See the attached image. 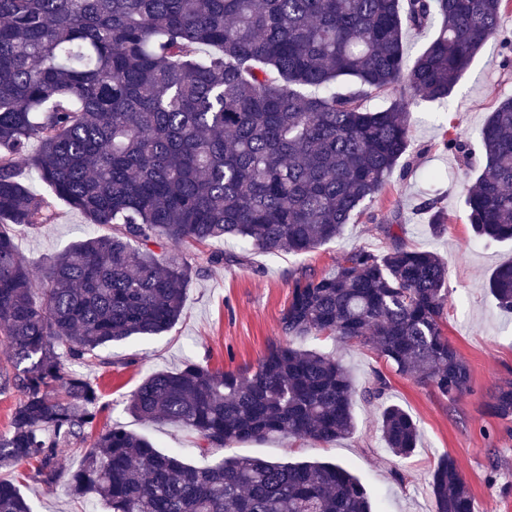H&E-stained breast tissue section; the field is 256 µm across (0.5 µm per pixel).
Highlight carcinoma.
I'll use <instances>...</instances> for the list:
<instances>
[{
    "label": "carcinoma",
    "mask_w": 512,
    "mask_h": 512,
    "mask_svg": "<svg viewBox=\"0 0 512 512\" xmlns=\"http://www.w3.org/2000/svg\"><path fill=\"white\" fill-rule=\"evenodd\" d=\"M506 2L0 0V387L19 395L0 468L33 462L45 488L64 483L107 512H371L337 462L232 456L199 467L120 425L99 430L98 386L71 366L106 367L109 344L176 325L193 273L182 247L233 240L306 253L365 217L388 249L354 248L328 272L296 276L284 340L255 367L190 362L152 373L128 410L188 429L204 455L274 436L348 437L352 378L335 357L299 346L309 336L367 344L450 400L465 392L468 365L444 331L447 265L403 242L399 214L379 219L369 205L409 152L415 97L448 98L491 39L512 66ZM430 26L435 36L409 62L403 29ZM478 144L468 221L476 239L507 242L512 98L490 113ZM443 146L472 156L457 134ZM22 160L48 192L21 182ZM59 201L110 233L69 245L38 285L13 228L55 223ZM417 210L445 230L438 200L423 197ZM488 290L512 311V262L491 273ZM490 410L512 422V382L496 388ZM379 422L386 449L410 457L416 420L383 403ZM77 446L83 462L67 474L61 454ZM431 494L435 512H471L448 454ZM0 512H32L12 480L0 478Z\"/></svg>",
    "instance_id": "1"
}]
</instances>
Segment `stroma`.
<instances>
[{
	"label": "stroma",
	"mask_w": 512,
	"mask_h": 512,
	"mask_svg": "<svg viewBox=\"0 0 512 512\" xmlns=\"http://www.w3.org/2000/svg\"><path fill=\"white\" fill-rule=\"evenodd\" d=\"M502 60L498 41H489L447 101L418 99L412 108L410 169L394 172L372 204L379 215L400 211L406 243L436 252L448 262L444 329L470 368L465 393L448 400L436 389L396 374L366 345L314 336L305 340V347L336 357L353 378L357 394L352 437L328 444L270 437L204 456L194 433L161 421H142L127 411L128 394L151 373L175 371L190 360L213 369L256 366L268 345L282 337L280 318L298 272L327 271L343 253L358 247L385 249L387 240L376 225L362 220L304 254L246 252L232 241L185 249L196 272L186 285L178 323L156 336L113 344L111 365L94 374L101 393L99 425H121L144 435L159 450L178 452L197 466L217 464L226 456L338 462L360 479L373 512H434L431 473L438 458L447 453L471 487L472 512H512V423L500 422L489 408L496 387L512 381V312L500 310L488 292L491 272L512 261V244L475 241L464 199L474 185L481 158L473 156V165L467 168L443 147L449 132L475 141L489 112L512 97V68H503ZM429 194L438 198L447 215L446 229L439 235L416 210L419 199ZM58 210L55 223L16 232L18 247L33 268L98 231L68 206L59 205ZM213 253L224 254V261L209 263ZM380 375L388 383L384 401L401 406L419 424L415 452L403 461L393 458L381 440L380 403L363 396ZM33 473L28 463L7 471L34 512H105L99 502L73 498L64 488L46 490L34 481Z\"/></svg>",
	"instance_id": "stroma-1"
}]
</instances>
